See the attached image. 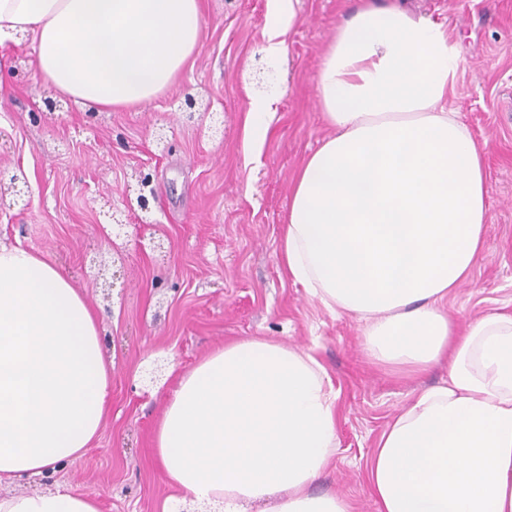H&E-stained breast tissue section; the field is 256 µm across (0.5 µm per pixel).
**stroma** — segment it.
Listing matches in <instances>:
<instances>
[{"instance_id":"obj_1","label":"stroma","mask_w":512,"mask_h":512,"mask_svg":"<svg viewBox=\"0 0 512 512\" xmlns=\"http://www.w3.org/2000/svg\"><path fill=\"white\" fill-rule=\"evenodd\" d=\"M399 2L442 24L458 63L448 105L484 151L485 256L446 303L464 329L512 313V0ZM202 6L199 51L144 106L90 112L42 80L31 37L0 49V177L26 176L18 205L0 207V242L38 254L85 298L110 364L100 433L51 484L93 498L99 512H163L176 493L154 451L166 399L225 343L261 337L313 354L336 391L339 448L318 491L377 512L372 452L412 392L441 383L448 368L413 377L373 363L362 322L295 284L281 258L294 177L331 134L315 79L349 0H297L275 63L260 52L270 0ZM188 93L197 99L190 120ZM269 93L280 101L255 146L244 119L251 99ZM139 171L153 176L146 214Z\"/></svg>"}]
</instances>
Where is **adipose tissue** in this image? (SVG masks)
I'll return each instance as SVG.
<instances>
[{
    "mask_svg": "<svg viewBox=\"0 0 512 512\" xmlns=\"http://www.w3.org/2000/svg\"><path fill=\"white\" fill-rule=\"evenodd\" d=\"M294 0H273L263 54L278 61ZM201 0H0V47L31 36L61 94L97 110L168 89L200 47ZM457 55L441 24L394 0H358L322 55L332 136L293 183L282 237L289 275L329 310L364 320L376 364L413 373L449 360L375 448L378 512H512V315L465 330L444 302L471 275L489 219L483 151L448 106ZM96 316L50 263L0 246V486L81 456L109 410ZM338 448L336 393L308 352L225 344L163 407L155 453L177 495L167 512H350L314 491ZM0 512H98L64 487L0 496Z\"/></svg>",
    "mask_w": 512,
    "mask_h": 512,
    "instance_id": "1",
    "label": "adipose tissue"
}]
</instances>
